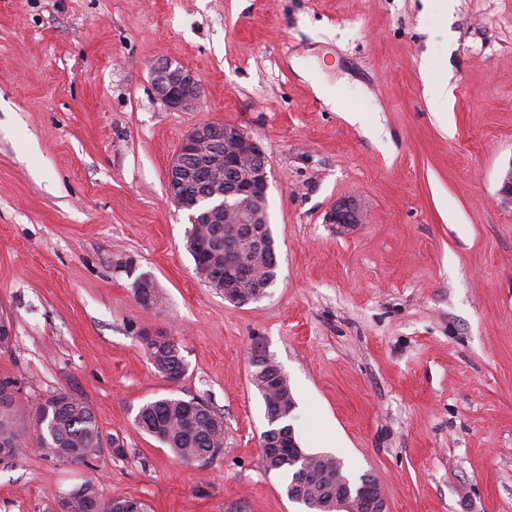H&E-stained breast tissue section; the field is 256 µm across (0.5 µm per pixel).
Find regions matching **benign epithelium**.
Here are the masks:
<instances>
[{
  "mask_svg": "<svg viewBox=\"0 0 512 512\" xmlns=\"http://www.w3.org/2000/svg\"><path fill=\"white\" fill-rule=\"evenodd\" d=\"M152 85L157 96L181 112L197 110L203 88L195 73L169 59L151 66ZM268 158L261 143L243 129L222 122L195 125L178 144L168 168L166 191L180 209L192 208V192L212 190L210 209L191 216L194 224L224 225V300L235 301L238 288H256L249 300L264 297L271 283L260 281L261 272L248 254L249 243L267 223L263 215L269 181ZM364 221V210L354 199L337 202L325 214L324 223L336 225L340 235L350 234ZM336 489V512H387V502L377 480L363 479L358 495L346 498L338 475L327 480Z\"/></svg>",
  "mask_w": 512,
  "mask_h": 512,
  "instance_id": "obj_1",
  "label": "benign epithelium"
}]
</instances>
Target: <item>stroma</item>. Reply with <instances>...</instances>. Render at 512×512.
Instances as JSON below:
<instances>
[{
  "instance_id": "stroma-1",
  "label": "stroma",
  "mask_w": 512,
  "mask_h": 512,
  "mask_svg": "<svg viewBox=\"0 0 512 512\" xmlns=\"http://www.w3.org/2000/svg\"><path fill=\"white\" fill-rule=\"evenodd\" d=\"M160 57L196 74L197 111L156 96ZM295 58L346 83L357 121ZM202 122L269 160L277 277L241 307L197 277L166 192ZM511 165L512 0H0V375L24 410L84 400L103 444L88 465L0 461V512H60L88 479L149 512H304L262 459L257 349L288 377L301 447L374 475L388 512H512ZM348 197L366 221L340 236L324 216ZM141 331L178 342L180 381ZM169 393L223 417L209 463L135 426ZM293 67L307 79L313 88L316 96L321 99L326 105H330L336 112H343V116L349 121H356L355 114L358 112L356 109L350 107L344 100L340 85L330 84L325 78L320 79L309 70L302 68L297 59L292 61ZM134 295L139 303L146 308H154L161 304V297L152 281L147 277L139 276L135 280Z\"/></svg>"
}]
</instances>
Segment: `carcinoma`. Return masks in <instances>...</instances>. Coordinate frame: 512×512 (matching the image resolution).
<instances>
[{
    "mask_svg": "<svg viewBox=\"0 0 512 512\" xmlns=\"http://www.w3.org/2000/svg\"><path fill=\"white\" fill-rule=\"evenodd\" d=\"M224 236V226L219 224H193L186 231V248L189 253L203 244H215L212 253L195 263L197 275L217 285L224 282V263L221 248L216 246ZM255 265L262 271V280L277 276V265L271 253L263 250L256 255ZM134 295L146 308L161 304V297L152 281L144 276L135 280ZM147 353L155 369L172 381L180 380L186 371L184 357L178 343L172 339L156 340L144 337ZM261 375L253 377L254 386L265 402V408L295 404L288 386V378L279 374L274 360L255 367ZM17 382L9 376H0V448L14 449L13 458H22L27 441L18 431L22 413L15 404ZM135 425L153 437L182 462L205 457H216L224 448V420L204 400L179 397H160L143 404L135 417ZM33 426L41 427L34 433V443L44 457L55 460L85 462L97 454L101 447V431L91 408L80 398L69 399L56 393L38 404L33 414ZM288 438L261 441L262 456L271 470H284L287 486L299 480L300 463L288 449ZM314 470L339 471L348 477L344 463L331 454H315ZM80 493L72 498L58 495L60 512H128L133 498L107 499L97 485L87 480L78 486ZM308 501L304 505L308 512H336V504L320 481L304 486Z\"/></svg>",
    "mask_w": 512,
    "mask_h": 512,
    "instance_id": "1",
    "label": "carcinoma"
}]
</instances>
